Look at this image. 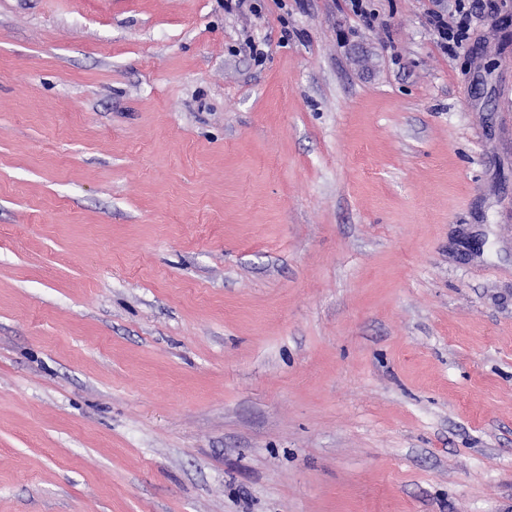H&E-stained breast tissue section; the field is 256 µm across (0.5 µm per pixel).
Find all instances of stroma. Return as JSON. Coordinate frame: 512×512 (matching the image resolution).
<instances>
[{"label": "stroma", "instance_id": "stroma-1", "mask_svg": "<svg viewBox=\"0 0 512 512\" xmlns=\"http://www.w3.org/2000/svg\"><path fill=\"white\" fill-rule=\"evenodd\" d=\"M259 3L0 0V512H512V0ZM456 15L448 21V15H445L439 8V4L434 3L433 8L426 12V21L432 31L436 46L442 53L453 56L456 49L462 46V43L468 37L470 30V18L472 16L473 1H484V5L490 9H496L495 0H457ZM467 2V3H466Z\"/></svg>", "mask_w": 512, "mask_h": 512}]
</instances>
